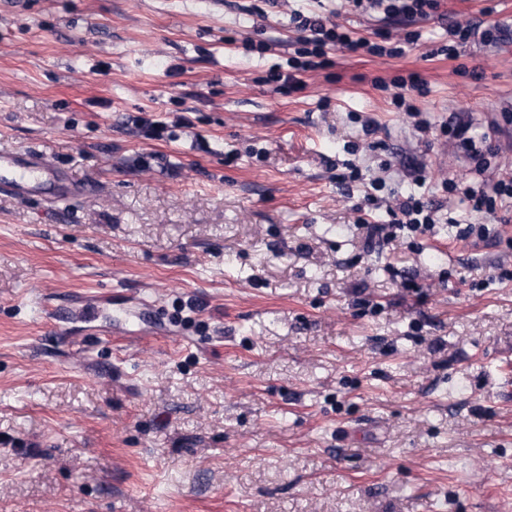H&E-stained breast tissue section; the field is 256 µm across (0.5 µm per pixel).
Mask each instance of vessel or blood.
Wrapping results in <instances>:
<instances>
[{"label":"vessel or blood","mask_w":512,"mask_h":512,"mask_svg":"<svg viewBox=\"0 0 512 512\" xmlns=\"http://www.w3.org/2000/svg\"><path fill=\"white\" fill-rule=\"evenodd\" d=\"M77 190L45 156L0 150V193L19 199L42 195L52 202H66Z\"/></svg>","instance_id":"obj_1"}]
</instances>
